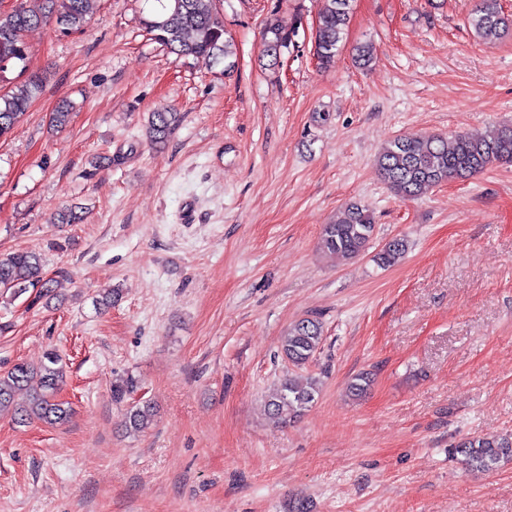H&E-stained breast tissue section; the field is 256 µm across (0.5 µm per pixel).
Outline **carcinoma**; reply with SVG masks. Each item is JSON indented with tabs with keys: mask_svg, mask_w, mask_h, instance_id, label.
<instances>
[{
	"mask_svg": "<svg viewBox=\"0 0 512 512\" xmlns=\"http://www.w3.org/2000/svg\"><path fill=\"white\" fill-rule=\"evenodd\" d=\"M96 0H18L12 11H0V83L7 73L17 68L18 77L9 82L7 92L0 95V137L13 129L42 88V78L26 74L28 46L26 33L49 20H55L64 33L81 32L90 22ZM219 0H151L150 17L145 20L152 40L172 52L212 66H223L230 73L236 67L233 40L225 37L224 19ZM317 24L314 51L323 66L335 63L349 22L351 0H316ZM470 24L482 38H502L512 31V16L503 12L500 0H476ZM297 35L270 19L264 28L263 57L276 66V46L290 47ZM73 103L64 100L52 113L51 125L67 126ZM181 113L171 109L149 115L146 138L153 144L166 141L178 126ZM493 163H512V127L493 134L472 138L459 135L453 143L437 134L410 135L391 140L375 159L379 176L398 196L413 199L429 188L482 172ZM375 232L373 211L360 204L348 207L342 217L324 224L320 232V248L334 256L352 259L363 253ZM407 242L394 238L377 253L384 267L396 265L406 252ZM37 290L42 299L52 292L51 280L42 272L41 258L31 252L0 254V289L18 297L29 289ZM323 340V326L317 316L301 318L291 324L280 340V352L297 369L305 367ZM65 381V368L57 352L50 351L38 366L17 363L0 373V410L13 411L19 424L41 421L61 425L70 419L71 408L58 399ZM319 394V381L314 377L287 375L268 395L267 412L276 419L296 418L312 407ZM154 407L136 404L126 409L123 427L139 434L152 424ZM451 455L468 471L490 472L512 463V433L493 438L473 437L458 442Z\"/></svg>",
	"mask_w": 512,
	"mask_h": 512,
	"instance_id": "carcinoma-1",
	"label": "carcinoma"
}]
</instances>
